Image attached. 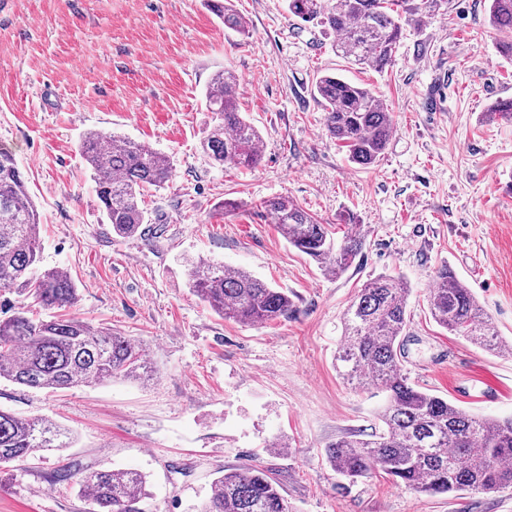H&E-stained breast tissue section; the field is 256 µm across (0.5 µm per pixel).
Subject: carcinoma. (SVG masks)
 Wrapping results in <instances>:
<instances>
[{"instance_id": "obj_1", "label": "carcinoma", "mask_w": 512, "mask_h": 512, "mask_svg": "<svg viewBox=\"0 0 512 512\" xmlns=\"http://www.w3.org/2000/svg\"><path fill=\"white\" fill-rule=\"evenodd\" d=\"M224 27L248 33L244 17L229 0H205ZM288 12L334 33V49L351 64L381 72L399 48L403 26L435 15L448 0H286ZM491 26L508 34L502 53L512 56V0H487ZM237 76L216 73L205 92L214 124L203 149L218 166L254 167L261 160L262 136L239 112L232 93ZM316 97L328 135L341 142L349 161L370 168L389 142L394 120L372 90L334 74L320 76ZM489 116L512 121V99H498ZM80 151L91 168L107 223L121 238L133 237L148 222L144 193L171 178L167 156L150 146L106 132L85 135ZM286 241L321 268L342 274L362 249L364 236L348 234L335 244L325 225L284 197L265 202ZM35 204L11 150L0 146V290H14L46 311L70 306L76 288L61 269L41 266ZM191 288L224 319L244 325L267 323L288 314L284 291L255 275L224 264L199 261ZM408 282L393 275L369 280L349 305L337 361L347 380L376 382L384 394L378 411L382 430L366 438L344 439L325 448L338 476L355 483L381 471L395 484L429 495L500 492L512 489V417H478L410 383L400 337L408 324ZM430 312L454 336L492 351L512 346L498 336L469 286L448 266L437 272ZM151 369L145 347L126 336L102 331L75 317L34 320L26 306L0 320V378L35 389H69L92 381L135 378ZM72 437L43 417L0 410V465L24 463L36 453L69 448ZM94 505V512H143L146 477L130 469L81 471L66 464L55 472ZM203 512H291L288 500L260 465L226 469L213 482Z\"/></svg>"}]
</instances>
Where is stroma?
Returning a JSON list of instances; mask_svg holds the SVG:
<instances>
[{
	"label": "stroma",
	"instance_id": "stroma-1",
	"mask_svg": "<svg viewBox=\"0 0 512 512\" xmlns=\"http://www.w3.org/2000/svg\"><path fill=\"white\" fill-rule=\"evenodd\" d=\"M250 35L226 30L204 0H0V146L40 214L42 263L66 270L75 316L142 342L150 380L49 391L0 381V410L43 416L72 447L0 473V512H93L55 483L59 459L147 477L145 512H202L225 469H271L293 512H512V492L427 495L384 477L340 485L327 445L378 424L384 395L343 379L344 314L380 274L412 293L402 338L412 384L478 416H512V353L483 350L439 327L429 309L448 265L512 342V123L489 118L512 98V58L484 0L405 27L394 63L349 64L335 36L289 15L285 0H232ZM235 71L241 112L261 132L253 168L214 165L211 77ZM335 73L384 100L395 129L378 163L351 164L324 129L316 79ZM144 142L172 176L146 192L152 227L115 237L82 137ZM286 197L342 240L354 219L361 252L339 276L281 235L266 200ZM239 202L236 211L225 200ZM242 269L288 293L287 317L243 326L193 292V261Z\"/></svg>",
	"mask_w": 512,
	"mask_h": 512
}]
</instances>
